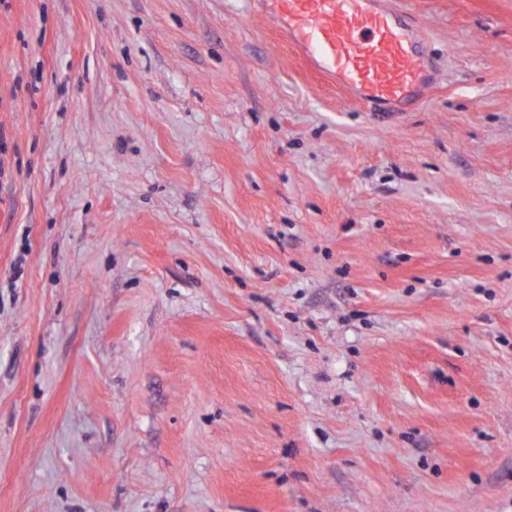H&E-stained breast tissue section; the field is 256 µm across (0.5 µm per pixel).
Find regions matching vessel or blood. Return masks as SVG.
Segmentation results:
<instances>
[{
    "mask_svg": "<svg viewBox=\"0 0 512 512\" xmlns=\"http://www.w3.org/2000/svg\"><path fill=\"white\" fill-rule=\"evenodd\" d=\"M317 72L368 104L413 102L428 58L401 15L381 0H256Z\"/></svg>",
    "mask_w": 512,
    "mask_h": 512,
    "instance_id": "vessel-or-blood-1",
    "label": "vessel or blood"
}]
</instances>
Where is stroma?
Wrapping results in <instances>:
<instances>
[{
	"mask_svg": "<svg viewBox=\"0 0 512 512\" xmlns=\"http://www.w3.org/2000/svg\"><path fill=\"white\" fill-rule=\"evenodd\" d=\"M375 112L252 0H0V512H512V0H386Z\"/></svg>",
	"mask_w": 512,
	"mask_h": 512,
	"instance_id": "1",
	"label": "stroma"
}]
</instances>
